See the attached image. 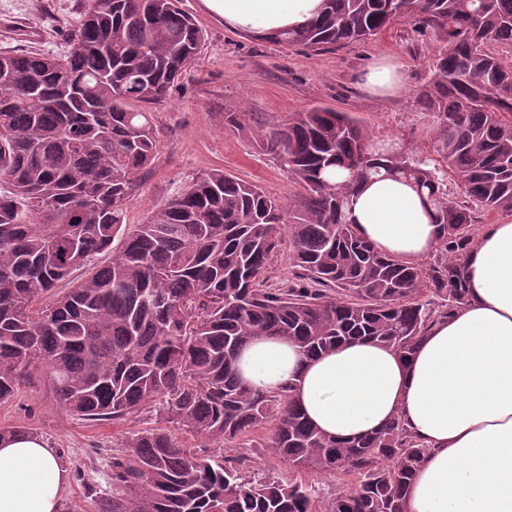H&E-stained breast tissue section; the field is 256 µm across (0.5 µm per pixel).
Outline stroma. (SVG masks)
Masks as SVG:
<instances>
[{"mask_svg": "<svg viewBox=\"0 0 512 512\" xmlns=\"http://www.w3.org/2000/svg\"><path fill=\"white\" fill-rule=\"evenodd\" d=\"M87 0H0V52L25 50L60 54L66 35ZM206 35L195 62L168 99L151 112L157 132L155 158L134 193L126 223H143L171 195L179 181L221 170L283 198L299 187L249 134L224 126L228 112L245 111L252 127L287 118L313 105H325L360 120L371 140L394 141L412 158L434 156L433 117L415 97L425 84L436 41L398 21L372 40L321 53L276 44L231 29L211 15L201 0H180ZM388 55L403 66L405 90L379 97L364 90L360 77L375 58ZM153 413L142 410L118 423L90 422L67 411L55 396L45 367L31 369L9 403L0 405V429L21 427L56 448L69 479L61 505L68 512H98L97 501L112 494V456L136 435L155 428ZM266 431L226 448L243 471L288 480L316 481L324 495L343 485L340 475L290 468L267 454Z\"/></svg>", "mask_w": 512, "mask_h": 512, "instance_id": "1", "label": "stroma"}]
</instances>
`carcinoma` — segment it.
<instances>
[{
    "label": "carcinoma",
    "mask_w": 512,
    "mask_h": 512,
    "mask_svg": "<svg viewBox=\"0 0 512 512\" xmlns=\"http://www.w3.org/2000/svg\"><path fill=\"white\" fill-rule=\"evenodd\" d=\"M440 43L417 93L435 118L443 164L376 146L358 120L314 106L248 131L300 185L284 203L220 170L174 189L126 228L156 150L148 106L169 96L204 33L179 0H88L64 55L0 53V404L29 367L46 366L60 402L88 420L146 407L219 447L270 427L268 453L308 473L355 482L329 499L309 482L247 476L157 427L112 458L99 512H406L427 449L397 419L339 441L318 431L289 391L243 381L237 360L258 336L316 356L368 340L410 358L434 320L468 302L465 260L475 213L512 212V0H325L300 30L271 39L314 52L364 42L397 20ZM352 181L382 171L412 183L436 211L433 263L377 250L347 221ZM456 179L459 199L448 194ZM286 250L300 288H264ZM112 251L99 267L98 255ZM85 277L49 292L72 273Z\"/></svg>",
    "instance_id": "carcinoma-1"
}]
</instances>
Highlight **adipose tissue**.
I'll list each match as a JSON object with an SVG mask.
<instances>
[{"instance_id": "ef3b65f1", "label": "adipose tissue", "mask_w": 512, "mask_h": 512, "mask_svg": "<svg viewBox=\"0 0 512 512\" xmlns=\"http://www.w3.org/2000/svg\"><path fill=\"white\" fill-rule=\"evenodd\" d=\"M225 24L259 36L303 27L323 0H202ZM379 96L399 94L401 64L377 58L361 77ZM347 218L378 250L416 263L438 242L434 212L405 179L360 182ZM470 301L432 323L411 358L348 342L307 357L261 336L243 351L246 383L290 387L305 417L339 440L392 419L428 449L407 492V512H512V215L486 225L466 258ZM68 473L35 434L0 440V512H58Z\"/></svg>"}]
</instances>
